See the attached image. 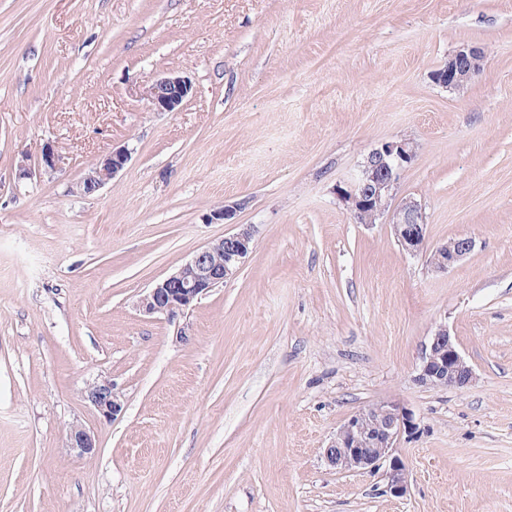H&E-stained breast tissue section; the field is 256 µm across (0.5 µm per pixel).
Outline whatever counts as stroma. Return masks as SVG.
Returning <instances> with one entry per match:
<instances>
[{
  "instance_id": "stroma-1",
  "label": "stroma",
  "mask_w": 512,
  "mask_h": 512,
  "mask_svg": "<svg viewBox=\"0 0 512 512\" xmlns=\"http://www.w3.org/2000/svg\"><path fill=\"white\" fill-rule=\"evenodd\" d=\"M464 44L482 73L436 85ZM172 70L196 93L152 111ZM394 138L428 250L476 241L448 272L336 196ZM238 224L233 279L176 321L139 312ZM441 325L466 387L416 380ZM101 379L124 400L108 423L81 397ZM382 402L420 427L402 497L324 458ZM0 512H512V0H0ZM129 161V153L125 148H117L102 158L95 167L85 173L83 181L91 192L99 191L108 181L122 171ZM69 448H75L82 456H95L98 448L97 436L93 430L82 424H72L67 433Z\"/></svg>"
}]
</instances>
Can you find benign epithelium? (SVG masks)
<instances>
[{
    "label": "benign epithelium",
    "instance_id": "1",
    "mask_svg": "<svg viewBox=\"0 0 512 512\" xmlns=\"http://www.w3.org/2000/svg\"><path fill=\"white\" fill-rule=\"evenodd\" d=\"M483 52L463 47L443 67L432 73L434 83L453 90L464 88L482 71ZM193 96L192 82L178 73H167L149 88L147 97L155 112H177ZM416 157L415 146L405 139L378 143L364 158L356 176L336 187V195L357 224L371 226L377 222L392 225L402 250L416 256L423 251L426 217L421 204L409 197L395 203V189L401 173ZM129 161L125 148H117L85 173L82 181L91 191H99L122 171ZM255 229L240 224L237 231L199 249L171 274L141 295L136 307L148 316L163 315L175 320L194 303L224 281L235 277L251 251ZM475 247L471 237L456 236L432 252L431 265L446 272ZM474 379L471 366L463 357L456 339L440 326L429 336L423 349L417 381L428 388H463ZM82 398L106 421L123 411V400L110 380L88 384ZM419 426L412 413L394 402L369 406L352 415L336 433L324 456L338 472H375L385 468L390 494L403 497L410 489L409 468L396 448L403 435H414ZM69 447L82 456H95L98 448L93 430L81 425L70 426Z\"/></svg>",
    "mask_w": 512,
    "mask_h": 512
}]
</instances>
